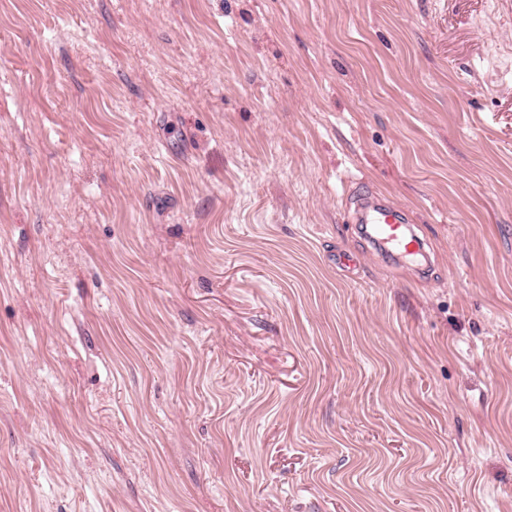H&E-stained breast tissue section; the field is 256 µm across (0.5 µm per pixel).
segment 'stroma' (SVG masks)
I'll return each instance as SVG.
<instances>
[{
  "mask_svg": "<svg viewBox=\"0 0 512 512\" xmlns=\"http://www.w3.org/2000/svg\"><path fill=\"white\" fill-rule=\"evenodd\" d=\"M0 512H512V0H0ZM356 223L372 244L393 262L403 258L414 261L423 254V243L408 227L405 212L384 201L373 192H366L357 201Z\"/></svg>",
  "mask_w": 512,
  "mask_h": 512,
  "instance_id": "1",
  "label": "stroma"
}]
</instances>
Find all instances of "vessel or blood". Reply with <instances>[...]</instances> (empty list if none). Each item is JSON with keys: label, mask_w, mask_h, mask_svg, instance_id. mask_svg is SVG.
I'll list each match as a JSON object with an SVG mask.
<instances>
[{"label": "vessel or blood", "mask_w": 512, "mask_h": 512, "mask_svg": "<svg viewBox=\"0 0 512 512\" xmlns=\"http://www.w3.org/2000/svg\"><path fill=\"white\" fill-rule=\"evenodd\" d=\"M372 244L393 262L414 261L423 253V243L408 227L405 212L372 192L357 201L356 216Z\"/></svg>", "instance_id": "1"}]
</instances>
